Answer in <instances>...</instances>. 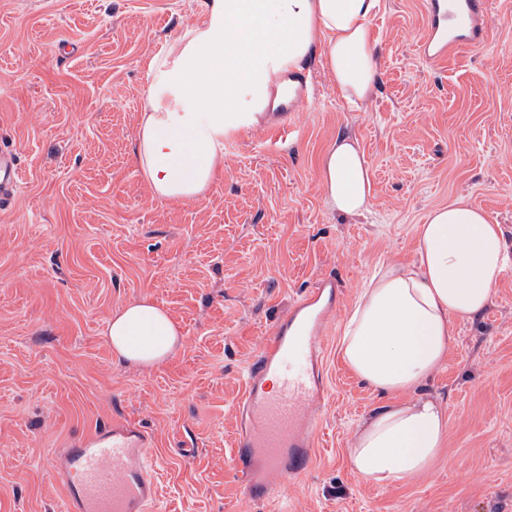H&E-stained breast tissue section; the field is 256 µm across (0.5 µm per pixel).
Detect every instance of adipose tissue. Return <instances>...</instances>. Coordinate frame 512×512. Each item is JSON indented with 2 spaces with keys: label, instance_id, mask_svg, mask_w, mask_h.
I'll return each instance as SVG.
<instances>
[{
  "label": "adipose tissue",
  "instance_id": "obj_1",
  "mask_svg": "<svg viewBox=\"0 0 512 512\" xmlns=\"http://www.w3.org/2000/svg\"><path fill=\"white\" fill-rule=\"evenodd\" d=\"M381 0H202L200 21L150 59L136 162L154 195L186 203L216 181L224 141L257 128L283 78L321 48L352 105L376 88L368 25ZM321 188L337 213L362 215L373 198L358 143L337 136L321 162ZM414 262H392L365 282L344 326L341 355L387 395L354 435V469L377 483L425 473L444 448L447 417L421 387L444 363L457 323L487 307L512 254L500 225L460 196L428 212ZM104 336L114 355L162 363L180 332L167 310L139 299L117 309Z\"/></svg>",
  "mask_w": 512,
  "mask_h": 512
}]
</instances>
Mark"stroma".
<instances>
[{
    "label": "stroma",
    "instance_id": "35a3bbf8",
    "mask_svg": "<svg viewBox=\"0 0 512 512\" xmlns=\"http://www.w3.org/2000/svg\"><path fill=\"white\" fill-rule=\"evenodd\" d=\"M423 6L381 0L380 80L363 104L310 54L315 98L290 115L299 138L233 136L214 185L173 204L135 162L145 63L198 22L200 0H0V147L21 186L0 209V512H57L53 448L116 416L147 431L164 512H512V269L425 385L448 420L431 468L380 485L349 455L382 401L340 355L365 278L413 262L416 225L461 195L512 248V0H492L484 46L441 66L420 55ZM342 133L371 166L364 215L323 198L320 158ZM325 275L341 300L313 464L285 500L245 504L230 458L242 370ZM143 297L181 331L153 367L116 360L103 335Z\"/></svg>",
    "mask_w": 512,
    "mask_h": 512
}]
</instances>
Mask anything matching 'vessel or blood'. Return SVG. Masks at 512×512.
<instances>
[{"mask_svg": "<svg viewBox=\"0 0 512 512\" xmlns=\"http://www.w3.org/2000/svg\"><path fill=\"white\" fill-rule=\"evenodd\" d=\"M489 0H426L419 47L432 66L483 44ZM19 190L13 156L0 153V207ZM338 284L325 276L292 303L248 363L238 400L232 460L248 501L282 497L308 474L328 396L324 346ZM149 437L113 421L53 449L51 473L63 512H157L160 470Z\"/></svg>", "mask_w": 512, "mask_h": 512, "instance_id": "b4317fda", "label": "vessel or blood"}]
</instances>
